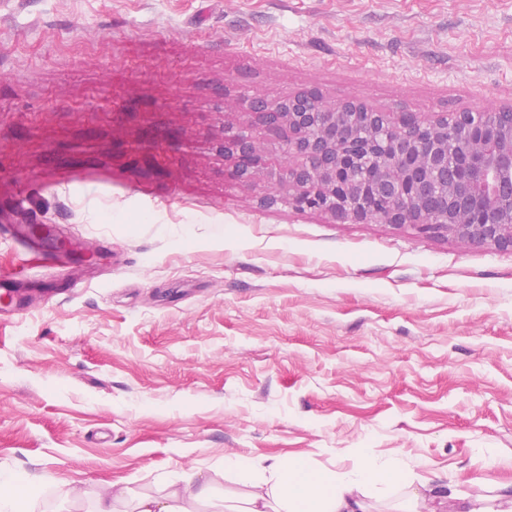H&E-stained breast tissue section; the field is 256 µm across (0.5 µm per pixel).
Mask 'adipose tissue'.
Instances as JSON below:
<instances>
[{
  "mask_svg": "<svg viewBox=\"0 0 512 512\" xmlns=\"http://www.w3.org/2000/svg\"><path fill=\"white\" fill-rule=\"evenodd\" d=\"M224 477L244 490L240 505L225 512H367L363 497L370 490L402 497L403 512H438L460 500L451 484H415L399 458L367 454L345 470L312 468L292 458L262 464L228 457ZM129 500L132 512H200L214 501L213 479L199 470L184 472L157 494L116 485L97 494L94 512H118V505Z\"/></svg>",
  "mask_w": 512,
  "mask_h": 512,
  "instance_id": "obj_1",
  "label": "adipose tissue"
}]
</instances>
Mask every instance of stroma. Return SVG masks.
<instances>
[{
	"label": "stroma",
	"mask_w": 512,
	"mask_h": 512,
	"mask_svg": "<svg viewBox=\"0 0 512 512\" xmlns=\"http://www.w3.org/2000/svg\"><path fill=\"white\" fill-rule=\"evenodd\" d=\"M313 88L510 107L512 0H0V473L31 512L234 455L512 485V252L230 178L237 99ZM31 234L41 241H46L51 244L59 252L66 255H74L80 263L85 265H92L96 261V254L90 251H78L73 248L71 243L65 240H55L51 238L50 230L45 226H32Z\"/></svg>",
	"instance_id": "stroma-1"
}]
</instances>
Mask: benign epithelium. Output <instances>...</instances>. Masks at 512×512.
<instances>
[{
    "label": "benign epithelium",
    "instance_id": "benign-epithelium-1",
    "mask_svg": "<svg viewBox=\"0 0 512 512\" xmlns=\"http://www.w3.org/2000/svg\"><path fill=\"white\" fill-rule=\"evenodd\" d=\"M239 109L252 120L223 126L224 151L235 179L261 174L275 186L264 204L512 251V121L504 109L429 120L355 99L329 101L318 89L276 101L243 96ZM31 234L85 265L96 261L45 226Z\"/></svg>",
    "mask_w": 512,
    "mask_h": 512
}]
</instances>
